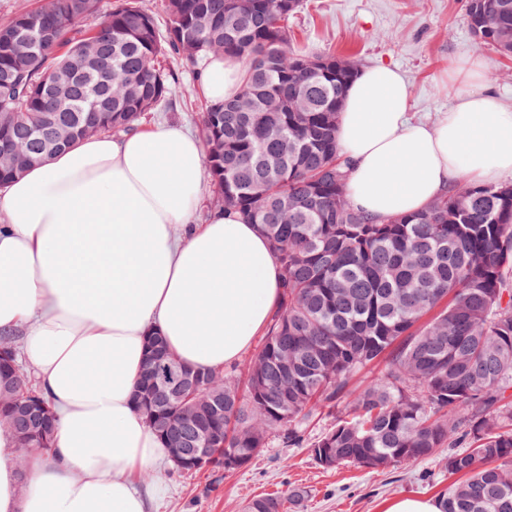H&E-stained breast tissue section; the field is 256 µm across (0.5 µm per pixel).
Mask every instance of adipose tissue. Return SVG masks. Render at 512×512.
<instances>
[{
  "label": "adipose tissue",
  "instance_id": "adipose-tissue-1",
  "mask_svg": "<svg viewBox=\"0 0 512 512\" xmlns=\"http://www.w3.org/2000/svg\"><path fill=\"white\" fill-rule=\"evenodd\" d=\"M485 70L460 64L455 107L434 123L411 119L395 68L357 71L336 133L356 208L411 215L456 180L512 175V107L472 90ZM244 76L231 56L199 71L214 102L236 97ZM208 189L203 146L176 124L80 140L0 188V334L18 337L56 414L49 453L23 468L0 427V512H151L162 484L138 476L168 450L132 403L146 336L220 369L280 298L282 269L255 225L220 207L199 222Z\"/></svg>",
  "mask_w": 512,
  "mask_h": 512
}]
</instances>
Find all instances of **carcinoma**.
Here are the masks:
<instances>
[{
	"label": "carcinoma",
	"mask_w": 512,
	"mask_h": 512,
	"mask_svg": "<svg viewBox=\"0 0 512 512\" xmlns=\"http://www.w3.org/2000/svg\"><path fill=\"white\" fill-rule=\"evenodd\" d=\"M301 0H167L165 33L142 0L99 16V0H37L0 23V185L78 139L134 128L170 101L162 62L232 55L247 65L238 96L204 104L200 134L213 202L269 240L281 300L244 377L224 380V415H204L224 449L250 464L262 449L306 448L323 469L375 470L438 458L457 479L441 512H512V183L454 185L426 210L375 217L349 199L336 126L357 65L292 48ZM478 44L512 58V0H465ZM88 19L94 23L82 27ZM40 35L26 51L13 31ZM0 336V425L46 444L12 400L45 398ZM181 364L164 338L146 355ZM288 357V377L281 360ZM345 403L316 438L323 411ZM308 493L251 499L244 512H287Z\"/></svg>",
	"instance_id": "carcinoma-1"
}]
</instances>
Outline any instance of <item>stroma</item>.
<instances>
[{
    "instance_id": "obj_1",
    "label": "stroma",
    "mask_w": 512,
    "mask_h": 512,
    "mask_svg": "<svg viewBox=\"0 0 512 512\" xmlns=\"http://www.w3.org/2000/svg\"><path fill=\"white\" fill-rule=\"evenodd\" d=\"M289 21L294 45L309 54L333 53L358 67L397 68L411 87L415 117L435 119L456 101L454 69L463 58L487 64L484 86L512 105V59L480 46L465 20L464 0H303ZM176 93L163 109L145 113L140 126L173 123L197 131L205 94L196 66L178 63ZM162 479L165 490L153 512H242L246 501L292 488L306 490L288 512H382L399 497H434L442 488L439 464L427 460L395 470L343 466L326 470L303 448L264 449L246 468L177 473L162 460L141 473Z\"/></svg>"
}]
</instances>
